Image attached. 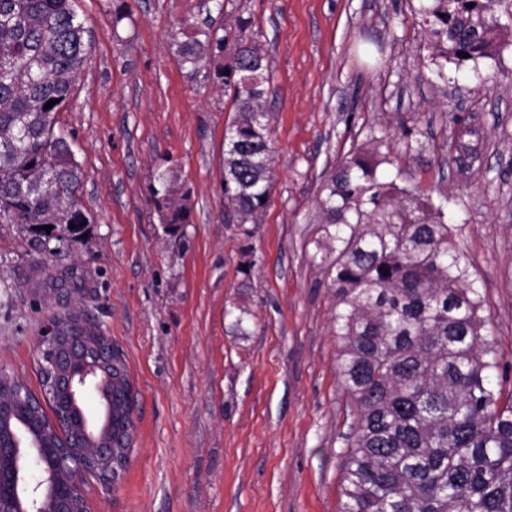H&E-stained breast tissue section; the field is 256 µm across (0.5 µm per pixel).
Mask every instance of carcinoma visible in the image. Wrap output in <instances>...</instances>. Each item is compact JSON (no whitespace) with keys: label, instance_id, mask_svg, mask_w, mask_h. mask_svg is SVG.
I'll use <instances>...</instances> for the list:
<instances>
[{"label":"carcinoma","instance_id":"carcinoma-1","mask_svg":"<svg viewBox=\"0 0 512 512\" xmlns=\"http://www.w3.org/2000/svg\"><path fill=\"white\" fill-rule=\"evenodd\" d=\"M74 2L0 0V223L23 225L35 245L77 244L90 229L76 198L82 170L58 119L90 52ZM418 2L441 80L448 60H494L512 45L502 39L512 29L503 0ZM251 24L238 17L232 43L198 25L179 43L183 63L211 59L233 94L224 196L240 224L267 207L274 163L262 108L268 64L248 43ZM474 137L465 122L452 142L461 173L481 162ZM390 149L387 133L352 149L318 200L338 377L354 415L340 512H512V397L502 402L491 382L499 358L473 264L444 202L404 185ZM153 197L168 230L190 223L189 198L170 180Z\"/></svg>","mask_w":512,"mask_h":512}]
</instances>
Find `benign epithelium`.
Returning <instances> with one entry per match:
<instances>
[{
	"label": "benign epithelium",
	"instance_id": "benign-epithelium-1",
	"mask_svg": "<svg viewBox=\"0 0 512 512\" xmlns=\"http://www.w3.org/2000/svg\"><path fill=\"white\" fill-rule=\"evenodd\" d=\"M85 321L67 326L47 320L39 338V364L45 374L41 396L15 388L0 391V512H88L85 481L94 477L110 487L128 459L112 448V365L117 352L108 336H86ZM94 398L97 411L87 409ZM49 404L47 429L32 427L36 440L16 446L12 423Z\"/></svg>",
	"mask_w": 512,
	"mask_h": 512
}]
</instances>
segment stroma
<instances>
[{
	"label": "stroma",
	"mask_w": 512,
	"mask_h": 512,
	"mask_svg": "<svg viewBox=\"0 0 512 512\" xmlns=\"http://www.w3.org/2000/svg\"><path fill=\"white\" fill-rule=\"evenodd\" d=\"M413 4L76 0L91 48L59 119L91 234L38 248L0 223V373L40 393V328L69 311L124 358L135 443L114 486L89 481V512H339L353 417L314 258L317 198L337 158L379 131L409 184L450 198L500 355L492 383L512 396V47L448 63L440 80ZM241 16L268 62L275 149L271 202L246 230L224 220L235 107L212 67L182 65L172 38L183 21L221 37ZM457 113L481 135V164L465 175L450 148ZM408 131L429 151L405 156ZM163 176L191 197L179 239L153 204Z\"/></svg>",
	"instance_id": "35a3bbf8"
}]
</instances>
